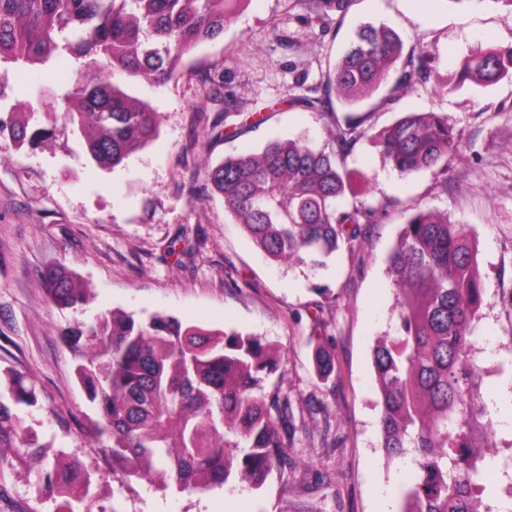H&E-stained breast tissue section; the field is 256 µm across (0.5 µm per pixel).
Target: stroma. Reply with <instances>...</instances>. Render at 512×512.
I'll use <instances>...</instances> for the list:
<instances>
[{"mask_svg": "<svg viewBox=\"0 0 512 512\" xmlns=\"http://www.w3.org/2000/svg\"><path fill=\"white\" fill-rule=\"evenodd\" d=\"M386 24L405 47L424 49L430 74L399 101L380 95L355 106L382 129L411 109L447 116L461 150L436 169L402 177L370 139L346 159L358 201L373 208L366 235L342 246L327 268L278 262L259 250L205 191V169L303 137L324 148L333 113L293 105L322 92L329 63L362 24ZM512 46V7L503 0H356L346 16L303 0H246L222 36L202 43L164 86L131 80L128 92L160 116L154 140L120 166L87 159L70 126H48L44 143L0 150V368L15 367L42 394L36 418L45 441L75 453L109 478L93 512H401L408 466L387 459L372 349L394 324L389 255L407 216L447 214L478 241L484 304L474 358L484 372L482 402L494 430L499 469L487 499L501 512L512 498V80L451 88L452 61ZM75 64L10 71L0 109L31 104L36 120L57 109L46 86L72 84ZM66 267L92 290L81 309H61L39 286L41 272ZM113 310L163 314L262 338L285 354L266 383L288 397L296 417L297 465L272 471L261 488L231 482L204 494L178 493L113 474L90 430L94 407L75 376L61 332ZM334 356L330 378L314 354ZM35 477L0 482V512H55L39 501Z\"/></svg>", "mask_w": 512, "mask_h": 512, "instance_id": "1", "label": "stroma"}]
</instances>
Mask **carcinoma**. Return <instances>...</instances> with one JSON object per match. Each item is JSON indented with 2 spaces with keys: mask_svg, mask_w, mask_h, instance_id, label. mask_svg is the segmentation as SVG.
<instances>
[{
  "mask_svg": "<svg viewBox=\"0 0 512 512\" xmlns=\"http://www.w3.org/2000/svg\"><path fill=\"white\" fill-rule=\"evenodd\" d=\"M244 0H0V65H46L67 54L89 80L41 91L78 134L85 154L114 168L147 145L159 116L125 92L130 78L166 85L175 63L216 39ZM426 55L387 26L362 27L324 75V97L302 106L332 108L331 94L352 106L391 82L387 99L403 97L426 76ZM512 78V47L459 62L454 86H490ZM366 116L334 119L331 149L300 139L276 140L258 153L228 157L206 185L253 243L274 260L297 258L324 268L341 244L365 234L372 209L345 204L351 192L346 157L368 136ZM25 113L0 117V141L19 149L44 137ZM371 139L401 176L445 167L460 142L436 112H406ZM396 288L395 330L372 352L380 393L381 448L411 456L414 476L401 512H483L493 439L481 407L483 373L473 359L474 323L483 303L475 235L447 216L420 210L406 220L390 258ZM40 284L63 308L84 304L89 289L66 270L49 269ZM75 373L97 408L94 433L107 441L112 468L130 480L163 479L179 493H206L239 476L262 486L272 468L295 467L297 425L288 398H267L266 379L280 360L256 336L230 335L171 316L138 319L109 312L61 336ZM319 373L334 361L316 351ZM40 409L35 383L0 370V481L19 468L35 472L39 500L56 512H91L93 473L63 450L40 442L29 419Z\"/></svg>",
  "mask_w": 512,
  "mask_h": 512,
  "instance_id": "carcinoma-1",
  "label": "carcinoma"
}]
</instances>
